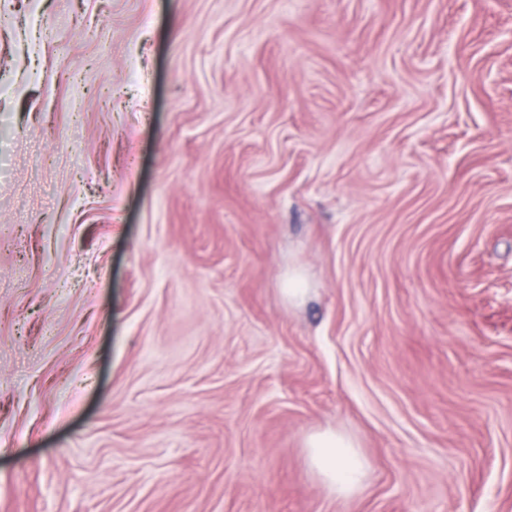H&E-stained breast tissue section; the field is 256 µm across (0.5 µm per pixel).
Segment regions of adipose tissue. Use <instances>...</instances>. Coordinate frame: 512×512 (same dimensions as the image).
<instances>
[{
	"instance_id": "1",
	"label": "adipose tissue",
	"mask_w": 512,
	"mask_h": 512,
	"mask_svg": "<svg viewBox=\"0 0 512 512\" xmlns=\"http://www.w3.org/2000/svg\"><path fill=\"white\" fill-rule=\"evenodd\" d=\"M310 468L336 498L346 500L357 493L370 470L368 458L349 436L326 430L305 440Z\"/></svg>"
}]
</instances>
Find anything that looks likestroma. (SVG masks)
Masks as SVG:
<instances>
[{"instance_id": "stroma-1", "label": "stroma", "mask_w": 512, "mask_h": 512, "mask_svg": "<svg viewBox=\"0 0 512 512\" xmlns=\"http://www.w3.org/2000/svg\"><path fill=\"white\" fill-rule=\"evenodd\" d=\"M0 512H512V0H0ZM304 448L310 468L337 499L347 500L361 489L370 462L352 438L332 430L316 432Z\"/></svg>"}]
</instances>
